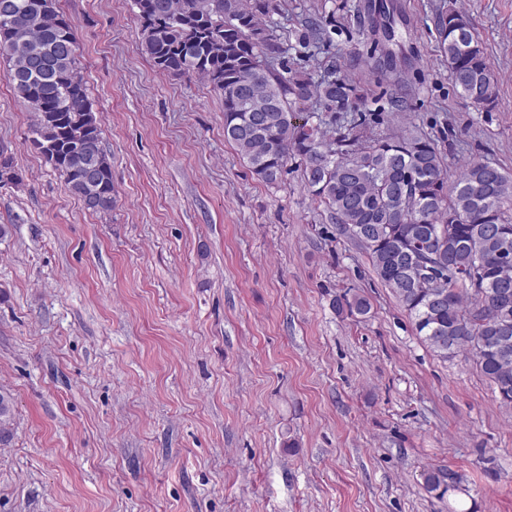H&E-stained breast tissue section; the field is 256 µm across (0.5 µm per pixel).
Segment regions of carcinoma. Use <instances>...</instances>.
Returning <instances> with one entry per match:
<instances>
[{
  "instance_id": "cac0c4a2",
  "label": "carcinoma",
  "mask_w": 512,
  "mask_h": 512,
  "mask_svg": "<svg viewBox=\"0 0 512 512\" xmlns=\"http://www.w3.org/2000/svg\"><path fill=\"white\" fill-rule=\"evenodd\" d=\"M0 40L13 43L6 79L35 114L30 146L46 158L69 191L84 199L86 171L98 164L74 152V133L99 124L79 58L62 44L75 37L60 0H0ZM142 46L161 73L206 79L224 97V139L249 171L276 185L293 163L311 197L331 214L340 233L364 250L374 272L410 318L421 343L446 361L472 360L501 403L512 406V262L500 264L503 238L512 241V175L481 160L448 171L437 145L416 130L380 139L356 124L327 134L326 122L306 110L315 102L331 117L366 105L365 94L345 77L275 67L281 55L320 43L319 20L283 43L274 16L281 0H133ZM439 49L456 91L477 107L497 99V80L469 17L450 6L437 18ZM267 63L269 67L261 68ZM23 177L0 152V186ZM456 215L457 223L448 221ZM432 276L420 279V269ZM335 311L365 316L359 295L333 300ZM13 397L0 391V442L10 439ZM428 492L442 497L462 489L450 468L422 473Z\"/></svg>"
}]
</instances>
